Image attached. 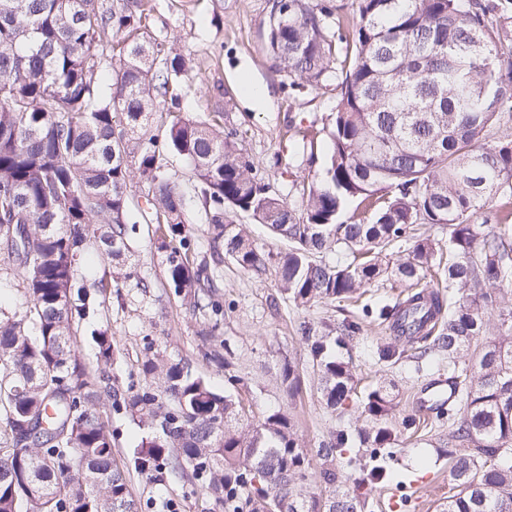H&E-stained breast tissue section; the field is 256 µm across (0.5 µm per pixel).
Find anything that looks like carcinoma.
I'll use <instances>...</instances> for the list:
<instances>
[{
  "instance_id": "1",
  "label": "carcinoma",
  "mask_w": 512,
  "mask_h": 512,
  "mask_svg": "<svg viewBox=\"0 0 512 512\" xmlns=\"http://www.w3.org/2000/svg\"><path fill=\"white\" fill-rule=\"evenodd\" d=\"M147 12L148 0H0V262L26 298L24 311L0 318V512H137L99 410L105 396L157 427L133 450L135 470L184 460L224 512H261L268 492L281 512H372L373 490L393 481L384 449L421 424L415 414L395 420V397L380 385L366 396V425L320 443L314 475L290 418L250 422L242 401L162 351L144 362L158 389L122 394L107 371L116 347L100 330L90 371L74 339L118 272L88 285L75 265L88 248L112 261L129 249L135 172L152 192L167 285L194 306L215 294L224 254L245 272L274 271L299 305L358 299L389 276L408 283L394 304L369 300L361 314L448 355L453 396L435 414L448 442L437 454L457 493L441 512H512V237L477 222L492 208L497 223L512 220V139L495 136L512 121V0H351L349 11L288 0L284 14L271 4L266 43L290 86L317 88L336 62L329 154L298 216L252 175L220 113L178 111L187 62L152 40ZM118 35L106 85L102 47ZM154 120L167 150L193 167L209 261L190 243L187 193L137 138ZM353 202L359 214L338 221ZM226 207L267 225L287 251L250 243L224 221ZM416 224L448 226V251ZM402 243L406 260L388 262ZM333 246L346 262L316 258ZM359 331L345 318L305 333L331 409H346L355 390L335 347ZM282 383L299 393L295 366Z\"/></svg>"
}]
</instances>
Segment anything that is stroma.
<instances>
[{
	"label": "stroma",
	"mask_w": 512,
	"mask_h": 512,
	"mask_svg": "<svg viewBox=\"0 0 512 512\" xmlns=\"http://www.w3.org/2000/svg\"><path fill=\"white\" fill-rule=\"evenodd\" d=\"M146 25L159 42L174 47L191 63L182 81V111L196 118L208 113L224 115V128L235 133L257 180L285 199L295 212H303L306 199L300 184L321 172L326 144H319L317 163H308L301 137L309 128L329 125L336 106V74L328 72L315 90L290 86L275 76L267 53L265 29L268 0H150ZM263 85L262 104L250 103L242 79ZM129 204L140 223L125 262L127 275L109 289L100 306L98 328L108 330L116 346L109 373L120 388H141L151 379L142 370L156 351L190 364L218 391L229 375L240 379L241 398L255 415L279 411L290 417L301 442L310 451L311 466H318L314 451L330 431L349 428L361 417L362 397L378 384H390L399 401L400 414L417 411L416 398L427 384L440 378L446 356L435 352L416 357L407 350L395 364L379 361L377 349L393 342L391 330L367 318L360 332L341 349V357L354 366L360 379L357 394L347 410L327 409L319 395L303 324L336 325L352 317V306L317 302L299 306L284 299L273 273L243 272L232 259L221 265L223 277L215 300L223 308L220 323L212 313L189 305L168 288L164 255L154 244L153 215L148 186L133 180L127 189ZM230 351L231 368L206 360V352ZM294 365L301 378L296 396L281 383L282 368ZM112 448L118 462H127L150 427L125 412L108 411ZM445 429L428 423L419 435L402 434L388 450V463L401 487L374 491L375 512H436L447 500L452 481L447 459L435 448ZM129 493L138 512H224L207 491L205 480L194 477L183 462L152 475L131 471Z\"/></svg>",
	"instance_id": "obj_1"
}]
</instances>
